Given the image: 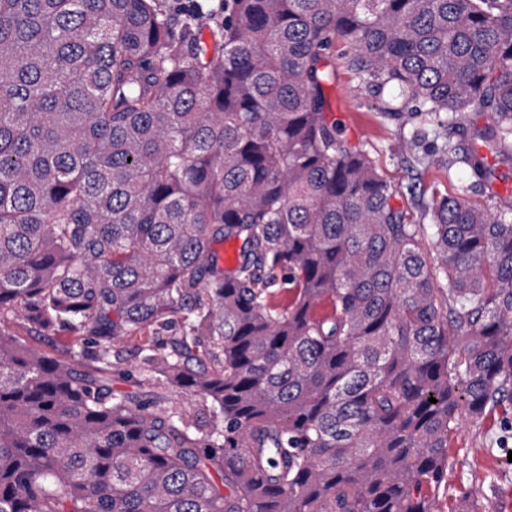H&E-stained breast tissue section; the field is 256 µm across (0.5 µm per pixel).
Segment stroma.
I'll list each match as a JSON object with an SVG mask.
<instances>
[{
    "instance_id": "obj_1",
    "label": "stroma",
    "mask_w": 512,
    "mask_h": 512,
    "mask_svg": "<svg viewBox=\"0 0 512 512\" xmlns=\"http://www.w3.org/2000/svg\"><path fill=\"white\" fill-rule=\"evenodd\" d=\"M346 50L339 40L331 51L336 75L326 95L332 116L344 136L370 154L394 191V204L412 223H421L423 203L437 194L463 191L493 211L512 206V178L480 182L464 165L450 167L412 148L408 119L382 112V95L358 85L345 64ZM511 497L512 410L463 418L448 440V483L438 493L435 512H459L466 498L479 504V512H503Z\"/></svg>"
}]
</instances>
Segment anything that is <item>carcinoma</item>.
<instances>
[{
  "mask_svg": "<svg viewBox=\"0 0 512 512\" xmlns=\"http://www.w3.org/2000/svg\"><path fill=\"white\" fill-rule=\"evenodd\" d=\"M223 2L0 0V512H434L512 405V211L409 223L325 94L340 38L411 146L511 170L512 0ZM13 330L22 342L53 358L65 357L67 348L75 343L76 335L67 332L57 336L39 337L31 335L25 327L13 326ZM152 339L153 336L148 328L140 330L132 336L125 337L117 346L123 350L124 358L126 359L120 368L122 370L130 369L134 371L138 364L137 359L134 357L137 349L141 346L151 343Z\"/></svg>",
  "mask_w": 512,
  "mask_h": 512,
  "instance_id": "carcinoma-1",
  "label": "carcinoma"
}]
</instances>
